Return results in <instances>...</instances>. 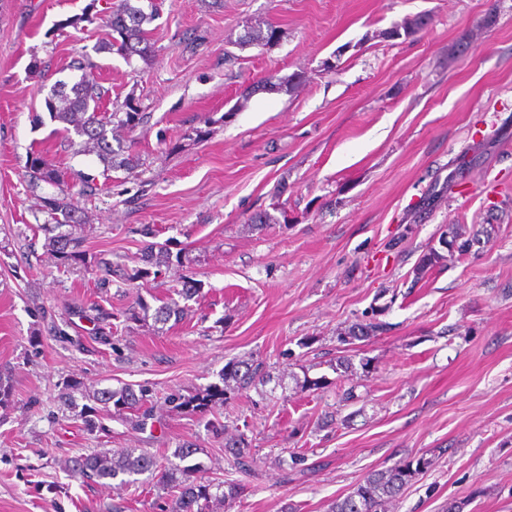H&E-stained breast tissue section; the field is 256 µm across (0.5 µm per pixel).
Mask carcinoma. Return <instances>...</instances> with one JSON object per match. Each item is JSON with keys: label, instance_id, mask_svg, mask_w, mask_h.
Segmentation results:
<instances>
[{"label": "carcinoma", "instance_id": "cac0c4a2", "mask_svg": "<svg viewBox=\"0 0 512 512\" xmlns=\"http://www.w3.org/2000/svg\"><path fill=\"white\" fill-rule=\"evenodd\" d=\"M155 16V12H145L142 7L134 4V0H120L118 7L106 18V24L114 33L112 42L106 46L94 47L95 52H115L127 60L136 56L143 62H148L154 49L149 30L144 25L152 22ZM281 35L279 27L264 20H256L246 26L244 34L238 39V45L271 46L280 41ZM74 68L81 72L79 79L70 85L65 81L61 82L67 90L54 92L45 99L50 120L60 124L56 132L69 140L74 136L78 137L76 153H93L108 169L116 165L129 169L134 167L137 160L132 154L121 157L124 145L120 142L114 143L113 130L123 128L132 133L146 122V116L140 112L138 101L129 95L112 111L103 110L102 105L108 90L99 83L95 65L86 59L74 63ZM304 79L305 76L298 73L287 78L270 76L261 83V88H277L291 93ZM118 156L121 157L119 162L116 161ZM27 177L33 189L44 184L58 189L57 193L40 199V210L47 215V221L43 224L45 247L64 266L85 261L83 251L80 250V239L71 232L62 231L64 227L85 223V215L71 202L68 185L59 169L42 153L34 152L27 163ZM443 235L442 243L448 250L456 248L461 253L466 250L468 242H459L463 236V229L459 226H449ZM169 259L170 253L166 245L150 243L140 254L141 266L124 274V277L128 281H134L156 276L161 272V267L169 265ZM443 260L444 254L435 247L429 248L419 260L416 276L423 277ZM188 311V306H182L172 299L156 308L154 319L164 324L172 317L183 318ZM374 329L375 325L372 323L353 324L340 337V341L350 344L354 340L369 336ZM260 377H264L261 362H229L224 366L222 375L224 387L214 386L201 397L181 401V405L192 410L216 399L228 400L231 394L250 388ZM148 392L146 387L137 392L127 388L102 389L93 392L92 399L105 406L110 404L119 412L141 408ZM195 453L194 445L187 443L175 452V457L183 465L166 466L156 455L149 452L135 456L126 449H113L87 456L78 463L77 471L81 477L97 482L108 479L116 490L136 483L140 475L158 473L162 487L179 490V494L171 502L170 512H215L218 507H229L242 497L244 486L237 482L216 483L199 476L200 465L189 463ZM224 456L230 458L234 468L244 474L251 473L256 463L250 442L243 433L225 440ZM433 464V458L421 455L385 470L373 471L347 495L332 502L330 512H392L394 502L405 487Z\"/></svg>", "mask_w": 512, "mask_h": 512}]
</instances>
